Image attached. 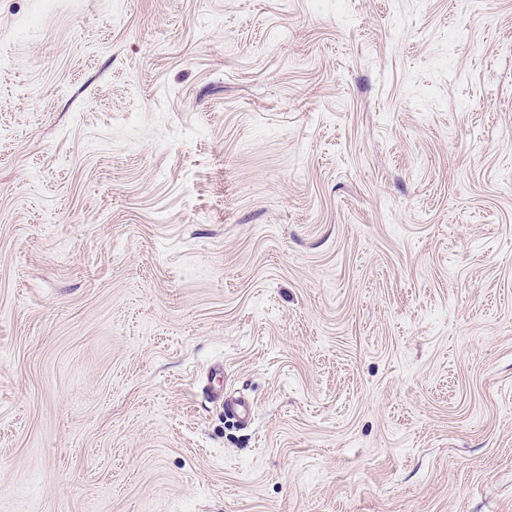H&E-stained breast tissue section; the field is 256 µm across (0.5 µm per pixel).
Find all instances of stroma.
<instances>
[{
  "instance_id": "stroma-1",
  "label": "stroma",
  "mask_w": 512,
  "mask_h": 512,
  "mask_svg": "<svg viewBox=\"0 0 512 512\" xmlns=\"http://www.w3.org/2000/svg\"><path fill=\"white\" fill-rule=\"evenodd\" d=\"M0 512H512V0H0ZM211 397L219 404L223 403L226 415L232 416L243 423H247L251 420L252 407L243 397L228 398L224 402V387L222 385L220 386V389L211 391Z\"/></svg>"
}]
</instances>
